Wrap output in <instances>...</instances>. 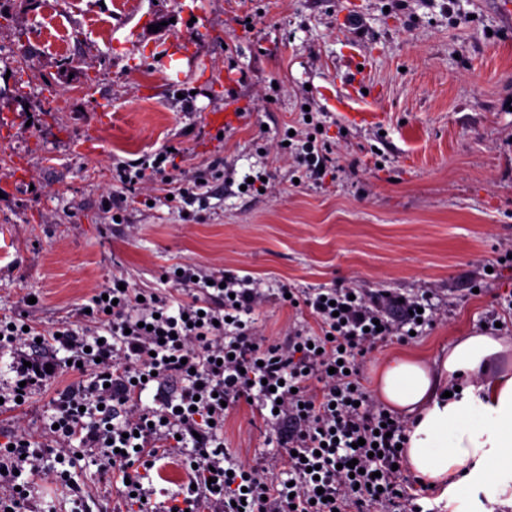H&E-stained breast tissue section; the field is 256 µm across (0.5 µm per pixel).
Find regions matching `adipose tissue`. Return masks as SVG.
<instances>
[{
    "instance_id": "obj_1",
    "label": "adipose tissue",
    "mask_w": 512,
    "mask_h": 512,
    "mask_svg": "<svg viewBox=\"0 0 512 512\" xmlns=\"http://www.w3.org/2000/svg\"><path fill=\"white\" fill-rule=\"evenodd\" d=\"M511 350L507 337L475 332L434 362L404 355L377 369L376 396L407 420V468L448 512L512 507V370L500 364Z\"/></svg>"
}]
</instances>
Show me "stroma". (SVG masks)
<instances>
[{
	"mask_svg": "<svg viewBox=\"0 0 512 512\" xmlns=\"http://www.w3.org/2000/svg\"><path fill=\"white\" fill-rule=\"evenodd\" d=\"M54 0L72 40L41 33L43 0H0V317L35 330L79 328L80 308L113 276L179 294L177 267L252 281L267 296L260 331L310 323L279 303L353 288L413 297L438 314L420 336L378 341L365 388L384 359L428 357L478 330L512 336V0ZM365 62L380 121L337 112L352 59ZM321 124L332 172L298 167L282 141ZM239 121L219 129L211 113ZM168 151L173 174L207 173L169 200L154 177L116 206L112 167ZM267 180L263 193L245 177ZM61 366L20 406L0 407V437L38 446ZM224 437L252 465L278 447L248 405ZM30 479L28 512H127L122 479L92 453L71 486Z\"/></svg>",
	"mask_w": 512,
	"mask_h": 512,
	"instance_id": "stroma-1",
	"label": "stroma"
}]
</instances>
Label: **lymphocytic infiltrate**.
<instances>
[{
    "instance_id": "lymphocytic-infiltrate-1",
    "label": "lymphocytic infiltrate",
    "mask_w": 512,
    "mask_h": 512,
    "mask_svg": "<svg viewBox=\"0 0 512 512\" xmlns=\"http://www.w3.org/2000/svg\"><path fill=\"white\" fill-rule=\"evenodd\" d=\"M209 279L202 296L188 300L106 286L91 296L79 333L65 325L38 339L1 318L0 349L23 341L30 352L0 398L46 386L58 350L93 367L90 383L54 400L53 455L69 463L79 449L93 452L104 470L129 478L126 501L136 512H193L202 498L214 512H422L397 469L405 425L369 399L359 359L380 337L417 330L432 315L416 318L419 301L388 293L368 299L323 288L304 301L317 333L300 327L273 339L250 320L263 293L228 273ZM149 386L157 405L138 408L134 398ZM248 399L286 453L287 479L259 476L224 446L228 408ZM177 447L191 451V484L162 506L150 500L142 473L158 452ZM43 455L22 431L0 443V485L10 489L0 512H24L29 490L18 476L37 472Z\"/></svg>"
}]
</instances>
